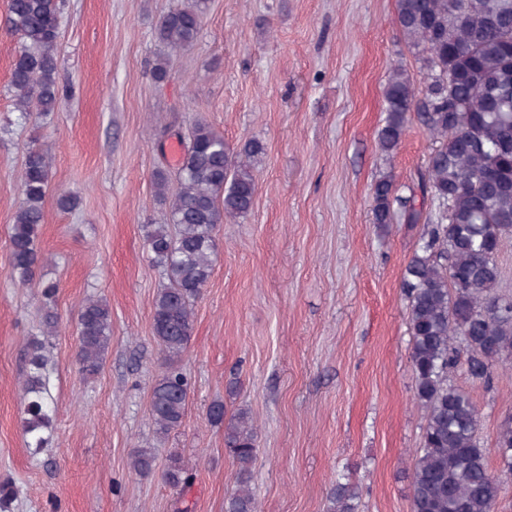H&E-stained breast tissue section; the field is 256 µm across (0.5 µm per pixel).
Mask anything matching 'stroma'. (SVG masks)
<instances>
[{
    "label": "stroma",
    "mask_w": 512,
    "mask_h": 512,
    "mask_svg": "<svg viewBox=\"0 0 512 512\" xmlns=\"http://www.w3.org/2000/svg\"><path fill=\"white\" fill-rule=\"evenodd\" d=\"M178 0H60V81L45 119L23 117L8 84L18 39L0 0V482L12 512H224L235 464L213 401L246 410L258 432L253 470L259 512H324L338 477L355 486L357 512H412V477L425 412L410 367L403 271L423 225L373 223L371 192L393 176L406 197L435 147L417 119L382 153L383 85L394 65L425 74L395 24L396 0H207L195 43L163 56L154 28ZM206 119L233 148L255 139L250 213L221 224L213 274L194 304V331L176 361L190 382L181 429L159 436L148 415L168 364L152 332L165 279L145 227L166 220L154 187L174 171ZM51 161L36 281L10 275L7 231L21 201L30 142ZM79 197L71 212L55 192ZM54 281L58 332L48 448L31 455L21 426L25 344L39 329V282ZM106 299L112 340L100 374L83 379L75 324L86 298ZM449 382L471 393L478 437L494 448L512 415V359L489 383L464 368ZM181 456L193 480L170 488L142 477L131 456Z\"/></svg>",
    "instance_id": "obj_1"
}]
</instances>
